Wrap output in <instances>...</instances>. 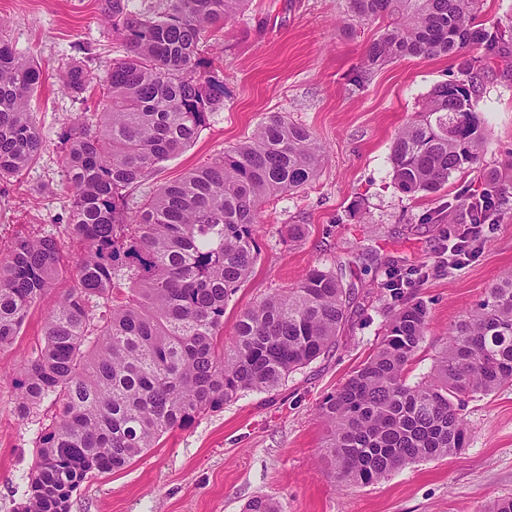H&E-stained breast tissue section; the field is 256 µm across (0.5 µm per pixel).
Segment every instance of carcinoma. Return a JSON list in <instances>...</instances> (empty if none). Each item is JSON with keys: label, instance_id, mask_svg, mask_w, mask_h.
Wrapping results in <instances>:
<instances>
[{"label": "carcinoma", "instance_id": "cac0c4a2", "mask_svg": "<svg viewBox=\"0 0 512 512\" xmlns=\"http://www.w3.org/2000/svg\"><path fill=\"white\" fill-rule=\"evenodd\" d=\"M103 0L124 50L100 85L101 111L82 113L60 136L71 190L66 232L79 247L66 263L53 235L18 237L0 259V351L21 336L31 308L66 278L43 338L10 378L18 414L55 407L36 438L37 456L18 512H70L74 490L94 473L120 470L160 437L217 412L244 391H274L336 345L351 289L314 267L242 312L224 337L227 302L259 253L263 201L316 176L323 147L305 127L273 113L252 136L139 205L127 189L184 150L224 106V78L200 44L224 31L248 0H159L133 11ZM351 16L381 22L357 78L407 57L498 56L506 32L477 21L478 0H348ZM436 85L393 138L395 185L412 196L440 191L480 163L485 127L473 109L476 82ZM81 95L85 67H61ZM40 69L0 40V181L35 164L43 141L30 101ZM509 188H465L490 210ZM429 313L409 300L387 321L368 360L319 407L321 458L340 486L369 485L409 464L456 453L468 438L464 398L512 386V272L451 327L431 371L409 380ZM244 512H280L255 497Z\"/></svg>", "mask_w": 512, "mask_h": 512}]
</instances>
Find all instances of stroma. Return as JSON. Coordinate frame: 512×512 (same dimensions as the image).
<instances>
[{
	"mask_svg": "<svg viewBox=\"0 0 512 512\" xmlns=\"http://www.w3.org/2000/svg\"><path fill=\"white\" fill-rule=\"evenodd\" d=\"M377 23L355 20L348 0H249L205 54L224 77V107L182 153L156 166L130 196L140 203L158 185L180 179L253 134L271 113L305 126L323 146L317 177L264 203L260 251L251 276L226 306L224 330L278 288L300 283L315 266L340 272L354 294L334 351L292 373L277 390L247 391L192 426L164 434L123 469L89 476L73 492L70 512H243L257 496L281 512H484L512 497V386L468 399V443L460 452L421 461L366 486H337L321 460L326 427L322 401L367 359L390 313L423 299L430 330L410 378L427 374L448 331L486 288L512 271V203L479 227L482 246L468 264L435 271L449 227L469 219L456 203L465 184H479L512 161V44L483 61L473 106L487 140L480 164L439 193L408 195L392 179L390 146L430 90L455 79L454 58H408L353 75ZM0 39L36 62L42 84L32 98L43 138L37 164L0 183V251L18 236L51 234L68 259L77 246L61 226L69 204L60 134L84 108L61 89L60 68L83 61L102 77L119 44L104 24L99 0H0ZM289 224L307 227L288 245ZM402 279L392 297L390 278ZM32 308L23 334L0 352V512H17L35 460V439L54 413L43 404L28 420L14 411L9 383L42 333L56 299Z\"/></svg>",
	"mask_w": 512,
	"mask_h": 512,
	"instance_id": "stroma-1",
	"label": "stroma"
}]
</instances>
